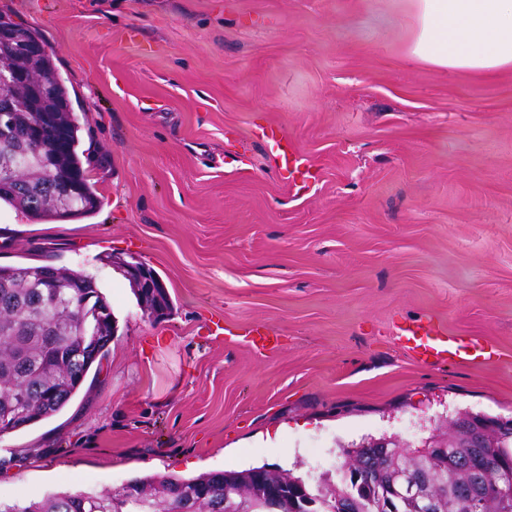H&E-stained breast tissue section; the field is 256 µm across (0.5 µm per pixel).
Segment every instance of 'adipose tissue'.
Here are the masks:
<instances>
[{
  "label": "adipose tissue",
  "instance_id": "adipose-tissue-1",
  "mask_svg": "<svg viewBox=\"0 0 512 512\" xmlns=\"http://www.w3.org/2000/svg\"><path fill=\"white\" fill-rule=\"evenodd\" d=\"M408 51L426 64L469 73L512 68V0H407Z\"/></svg>",
  "mask_w": 512,
  "mask_h": 512
}]
</instances>
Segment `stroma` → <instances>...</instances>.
I'll return each instance as SVG.
<instances>
[{"label":"stroma","mask_w":512,"mask_h":512,"mask_svg":"<svg viewBox=\"0 0 512 512\" xmlns=\"http://www.w3.org/2000/svg\"><path fill=\"white\" fill-rule=\"evenodd\" d=\"M0 11L53 51L102 199L65 222L1 203L0 265L92 275L116 326L62 410L0 437V501L264 464L314 479L367 437L416 447L463 411L512 417V71L414 61L402 0ZM109 253L156 271L169 316ZM428 321L484 356L420 362L397 330ZM261 136L273 149L277 148V150L281 152L279 156L285 168L288 170V178L294 185H297L299 179L305 182L306 179L314 177L310 171L311 167L306 163V160L302 157L298 149L292 141L288 140L279 127L271 125L263 128ZM105 257L111 265H116V267L124 273L125 277L136 287L133 288V290L140 303L145 305L147 310H150V312L162 310L165 312V316L171 313L173 307L171 299L159 278L155 281L154 288H145L137 279L130 276L132 268L139 264V261H137L139 259L136 260L134 257L130 256V260H126L112 254L106 255Z\"/></svg>","instance_id":"stroma-1"}]
</instances>
